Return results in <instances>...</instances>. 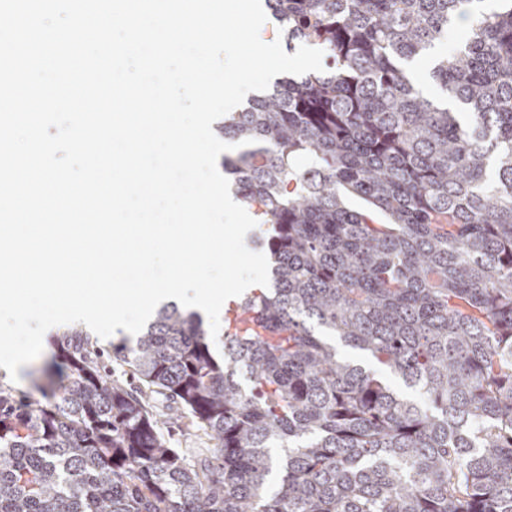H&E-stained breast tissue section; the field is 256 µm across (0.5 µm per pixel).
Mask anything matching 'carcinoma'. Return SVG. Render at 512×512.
<instances>
[{"label":"carcinoma","mask_w":512,"mask_h":512,"mask_svg":"<svg viewBox=\"0 0 512 512\" xmlns=\"http://www.w3.org/2000/svg\"><path fill=\"white\" fill-rule=\"evenodd\" d=\"M266 2L330 61L220 127L254 140L224 170L271 225L272 287L238 299L221 362L158 309L112 346L135 387L63 334L66 384L0 395V512H512V0ZM469 14L425 96L408 65ZM154 394L217 453L168 447Z\"/></svg>","instance_id":"carcinoma-1"}]
</instances>
